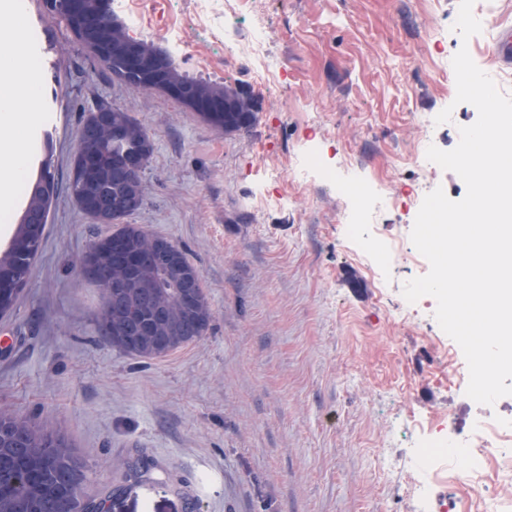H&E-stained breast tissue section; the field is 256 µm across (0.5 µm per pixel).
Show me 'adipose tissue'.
Listing matches in <instances>:
<instances>
[{"label":"adipose tissue","mask_w":512,"mask_h":512,"mask_svg":"<svg viewBox=\"0 0 512 512\" xmlns=\"http://www.w3.org/2000/svg\"><path fill=\"white\" fill-rule=\"evenodd\" d=\"M40 94L37 68L28 58L0 56V152L10 157L0 172V216L8 217L27 179L28 130L35 118Z\"/></svg>","instance_id":"1"}]
</instances>
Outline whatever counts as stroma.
<instances>
[{
	"mask_svg": "<svg viewBox=\"0 0 512 512\" xmlns=\"http://www.w3.org/2000/svg\"><path fill=\"white\" fill-rule=\"evenodd\" d=\"M24 25L46 34L54 62L40 108L60 114L48 161L66 183L84 120L100 105L128 112L153 140L144 203L128 221L168 238L201 272L213 312L205 336L159 359L125 354L97 325L100 289L79 261L108 225L66 190L47 219L27 288L0 317V413L51 425L88 465L83 495L109 512H440L447 482H426L415 446L451 426L472 434L480 413L512 430V396L487 407L449 383L435 309L402 295L413 268L386 271L345 233L346 197L295 178L315 145L351 183L384 185L393 207L377 234L409 242L407 211L420 185L466 194L454 172L416 167L413 113L452 108L432 135L457 146L475 107L455 104L445 73L460 46L501 92L512 72L492 58L495 23L512 0L480 16L462 41L459 0H264L287 66L259 85L249 50L224 57V14L203 0H126L145 39L194 78L227 81L256 100L254 123L227 134L154 91L114 79L43 0H25ZM141 457L150 470L125 481Z\"/></svg>",
	"mask_w": 512,
	"mask_h": 512,
	"instance_id": "stroma-1",
	"label": "stroma"
}]
</instances>
